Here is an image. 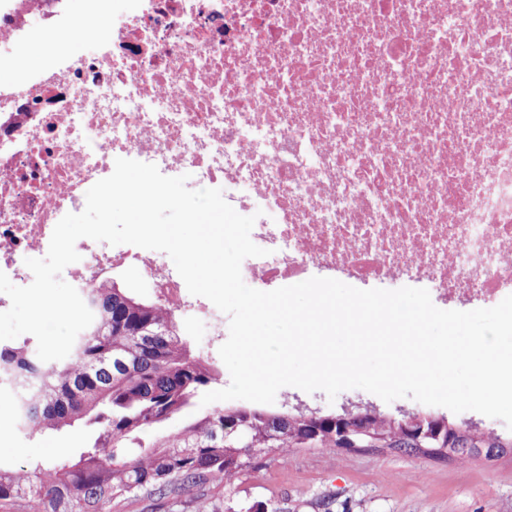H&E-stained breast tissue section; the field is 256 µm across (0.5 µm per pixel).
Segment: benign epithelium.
<instances>
[{
  "label": "benign epithelium",
  "mask_w": 512,
  "mask_h": 512,
  "mask_svg": "<svg viewBox=\"0 0 512 512\" xmlns=\"http://www.w3.org/2000/svg\"><path fill=\"white\" fill-rule=\"evenodd\" d=\"M284 419L295 425L305 424V430L296 435L294 444L299 448H311L318 445L319 428L324 423L336 427L337 447L350 450L364 445L377 444L365 423V414L345 411L338 415H322L317 411L284 415ZM398 438L396 447L414 452H429L444 456L467 454L485 461H495L504 456H512V442L499 438L498 447L486 448L480 435L470 429L450 427L442 418L426 419L406 416L398 420Z\"/></svg>",
  "instance_id": "obj_1"
}]
</instances>
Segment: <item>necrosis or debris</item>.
Returning <instances> with one entry per match:
<instances>
[{"label":"necrosis or debris","instance_id":"1","mask_svg":"<svg viewBox=\"0 0 512 512\" xmlns=\"http://www.w3.org/2000/svg\"><path fill=\"white\" fill-rule=\"evenodd\" d=\"M0 0V63L74 28L90 49L0 84V271L33 281L55 225L119 158L255 214L244 279L317 272L512 293V0ZM85 285L124 263L75 245ZM136 259L178 312L182 278Z\"/></svg>","mask_w":512,"mask_h":512}]
</instances>
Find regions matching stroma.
Masks as SVG:
<instances>
[{
	"mask_svg": "<svg viewBox=\"0 0 512 512\" xmlns=\"http://www.w3.org/2000/svg\"><path fill=\"white\" fill-rule=\"evenodd\" d=\"M106 277L146 302L158 299L150 275L138 264L113 266ZM175 318L192 350L219 372L217 388L227 387L230 374L218 353L221 342L209 336L196 307L184 308ZM273 407L325 414L370 409L396 418L428 410L484 433L508 432L501 420L474 411L456 414L410 398L387 403L361 389L345 390L331 399L320 390L307 393L287 386L278 391ZM89 439V430L80 425L29 437L15 427L12 412L0 410V463L4 465L75 456ZM198 497L204 504L223 503L224 512H247L259 501L273 502L278 512H512V456L487 463L457 456L436 459L390 448H292L255 457L232 484L206 486Z\"/></svg>",
	"mask_w": 512,
	"mask_h": 512,
	"instance_id": "stroma-1",
	"label": "stroma"
}]
</instances>
